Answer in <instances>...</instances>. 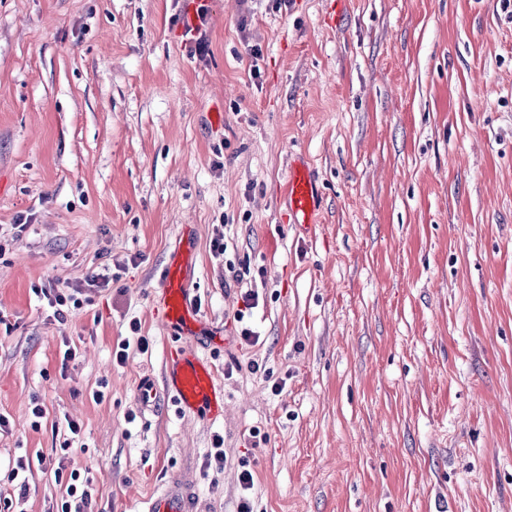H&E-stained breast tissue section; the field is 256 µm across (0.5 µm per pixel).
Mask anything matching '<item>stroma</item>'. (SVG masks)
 Instances as JSON below:
<instances>
[{"mask_svg":"<svg viewBox=\"0 0 512 512\" xmlns=\"http://www.w3.org/2000/svg\"><path fill=\"white\" fill-rule=\"evenodd\" d=\"M190 2L0 0V512L61 510L53 470L19 496L18 456L134 512L217 435L200 512H237L245 469L253 512H512V0H347L333 26L332 0H208L202 60ZM299 156L323 198L306 232L281 203ZM188 226L199 351L233 371L216 422L139 415ZM51 282L81 307L55 316ZM67 417L85 450H64ZM208 18V7L201 5L198 10L197 20L199 24H193V26L186 27V35H190V52L192 55L205 56L209 54V41L206 37V31L204 27L207 25ZM244 310L239 309L234 315V320L241 324V328L239 331V339L241 344L245 345H253L258 341V336H256V332H254L251 328L247 326H243L246 313L250 315V310L256 308L259 304V294L253 290H247L245 294L242 296Z\"/></svg>","mask_w":512,"mask_h":512,"instance_id":"35a3bbf8","label":"stroma"}]
</instances>
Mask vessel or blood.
<instances>
[{
    "label": "vessel or blood",
    "instance_id": "1",
    "mask_svg": "<svg viewBox=\"0 0 512 512\" xmlns=\"http://www.w3.org/2000/svg\"><path fill=\"white\" fill-rule=\"evenodd\" d=\"M284 201L293 223L310 229L320 215L319 191L309 165L294 159L288 166ZM195 238L183 230L178 248L171 254L162 294L153 314L178 339L177 346L165 352L162 383L142 377L137 395L146 409L158 410L166 402L177 405L180 413L207 421L224 417V385L210 361L200 355L195 330L198 312L189 298L188 284L195 270ZM196 472L192 461L162 481L145 499L139 512H199L195 495Z\"/></svg>",
    "mask_w": 512,
    "mask_h": 512
}]
</instances>
